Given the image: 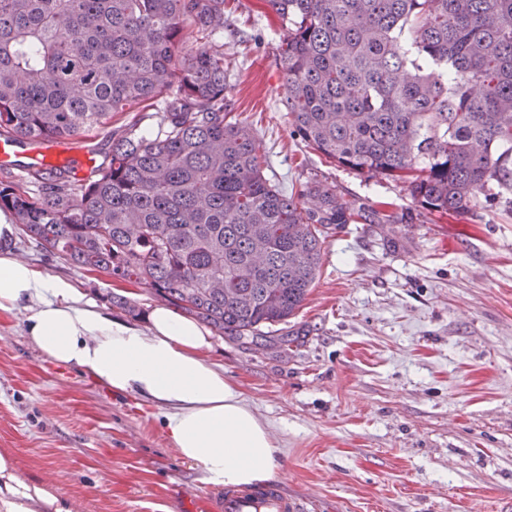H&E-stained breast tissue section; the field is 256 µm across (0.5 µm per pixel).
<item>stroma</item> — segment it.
I'll return each mask as SVG.
<instances>
[{"label": "stroma", "mask_w": 512, "mask_h": 512, "mask_svg": "<svg viewBox=\"0 0 512 512\" xmlns=\"http://www.w3.org/2000/svg\"><path fill=\"white\" fill-rule=\"evenodd\" d=\"M279 22L264 0L224 11L230 109L283 190L321 181L399 224L329 238L294 318L298 345L213 338L209 361L278 440L275 480L308 512H500L512 502V213L458 220L415 206L402 182L336 166L291 133ZM16 256L112 316L109 293L149 311L141 285L91 275L16 238ZM24 310L0 311V452L52 482L75 512H208L212 486L173 447L159 408L49 360Z\"/></svg>", "instance_id": "stroma-1"}]
</instances>
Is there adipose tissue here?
<instances>
[{"mask_svg":"<svg viewBox=\"0 0 512 512\" xmlns=\"http://www.w3.org/2000/svg\"><path fill=\"white\" fill-rule=\"evenodd\" d=\"M16 228L0 220V310L23 309L26 333L52 361L87 370L116 393L163 408L174 448L216 486H251L275 475L278 448L238 387L209 363L208 329L165 306L146 327L82 301L73 286L35 270L13 250ZM75 502L21 476L0 454V512H74Z\"/></svg>","mask_w":512,"mask_h":512,"instance_id":"obj_1","label":"adipose tissue"}]
</instances>
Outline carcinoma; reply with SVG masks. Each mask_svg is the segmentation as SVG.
Listing matches in <instances>:
<instances>
[{
    "mask_svg": "<svg viewBox=\"0 0 512 512\" xmlns=\"http://www.w3.org/2000/svg\"><path fill=\"white\" fill-rule=\"evenodd\" d=\"M264 2L304 146L403 182L430 215L512 211V0ZM224 3L0 0V138L78 140L115 112L159 116L153 132L140 118L112 131L85 183L39 167L33 196L1 182L0 210L43 250L238 341L297 314L337 228L403 216L265 176L226 112Z\"/></svg>",
    "mask_w": 512,
    "mask_h": 512,
    "instance_id": "1",
    "label": "carcinoma"
}]
</instances>
